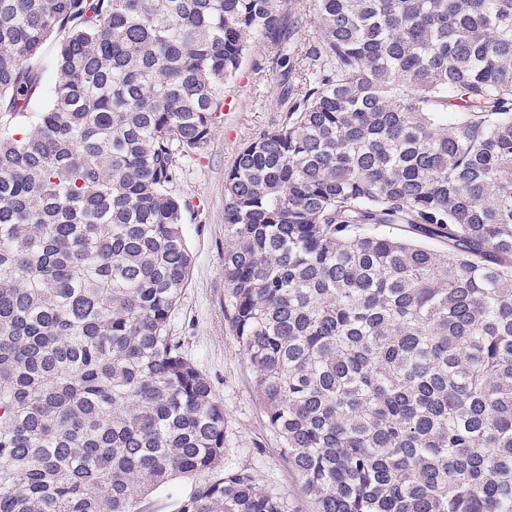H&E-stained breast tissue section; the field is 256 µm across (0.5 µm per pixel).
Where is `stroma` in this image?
<instances>
[{"mask_svg":"<svg viewBox=\"0 0 512 512\" xmlns=\"http://www.w3.org/2000/svg\"><path fill=\"white\" fill-rule=\"evenodd\" d=\"M234 102L224 111L200 156L181 162L172 194L185 207L192 267L171 330L206 374L224 405L229 465H253L262 487L300 499L301 488L277 452L253 388L252 368L224 318V177L239 150L283 118L278 70L267 46L253 42L236 76L224 87Z\"/></svg>","mask_w":512,"mask_h":512,"instance_id":"35a3bbf8","label":"stroma"}]
</instances>
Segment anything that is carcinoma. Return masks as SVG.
Returning a JSON list of instances; mask_svg holds the SVG:
<instances>
[{
    "mask_svg": "<svg viewBox=\"0 0 512 512\" xmlns=\"http://www.w3.org/2000/svg\"><path fill=\"white\" fill-rule=\"evenodd\" d=\"M224 180L229 328L307 512H512V0H312ZM287 0H0V512H298L224 464L170 186ZM54 44L52 59L45 57ZM52 67L55 81L46 86Z\"/></svg>",
    "mask_w": 512,
    "mask_h": 512,
    "instance_id": "carcinoma-1",
    "label": "carcinoma"
}]
</instances>
